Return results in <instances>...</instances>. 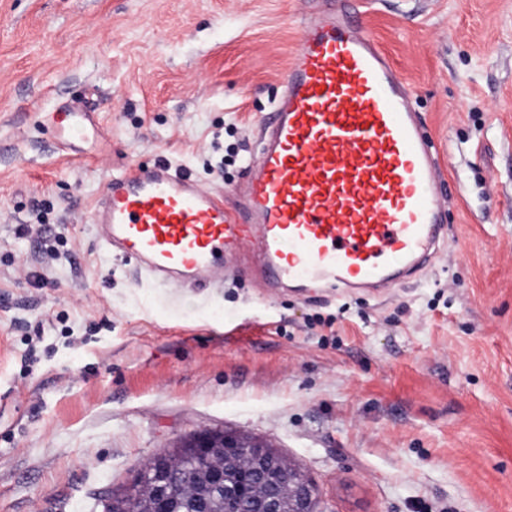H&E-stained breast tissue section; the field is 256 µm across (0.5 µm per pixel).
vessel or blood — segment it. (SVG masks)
Here are the masks:
<instances>
[{
  "label": "vessel or blood",
  "instance_id": "obj_1",
  "mask_svg": "<svg viewBox=\"0 0 512 512\" xmlns=\"http://www.w3.org/2000/svg\"><path fill=\"white\" fill-rule=\"evenodd\" d=\"M51 123L93 129L74 106ZM242 190L159 161L107 181L92 213L106 248L167 288H214L250 253L265 288H390L440 249L446 203L406 83L345 8L302 20L285 89L259 125Z\"/></svg>",
  "mask_w": 512,
  "mask_h": 512
}]
</instances>
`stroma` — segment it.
<instances>
[{
  "label": "stroma",
  "mask_w": 512,
  "mask_h": 512,
  "mask_svg": "<svg viewBox=\"0 0 512 512\" xmlns=\"http://www.w3.org/2000/svg\"><path fill=\"white\" fill-rule=\"evenodd\" d=\"M321 5L0 0V512H101L204 430L266 443L319 512H512V0H359L451 187L406 283L161 288L92 227L123 166L241 184ZM71 104L99 124L73 146Z\"/></svg>",
  "instance_id": "1"
}]
</instances>
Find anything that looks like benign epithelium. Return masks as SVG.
I'll return each instance as SVG.
<instances>
[{
	"mask_svg": "<svg viewBox=\"0 0 512 512\" xmlns=\"http://www.w3.org/2000/svg\"><path fill=\"white\" fill-rule=\"evenodd\" d=\"M190 447L193 459L211 464V479L224 484V512H317L314 485L263 443L202 431ZM148 492L147 501H132L126 512H159L157 500L169 494L161 471L151 477Z\"/></svg>",
	"mask_w": 512,
	"mask_h": 512,
	"instance_id": "obj_1",
	"label": "benign epithelium"
}]
</instances>
